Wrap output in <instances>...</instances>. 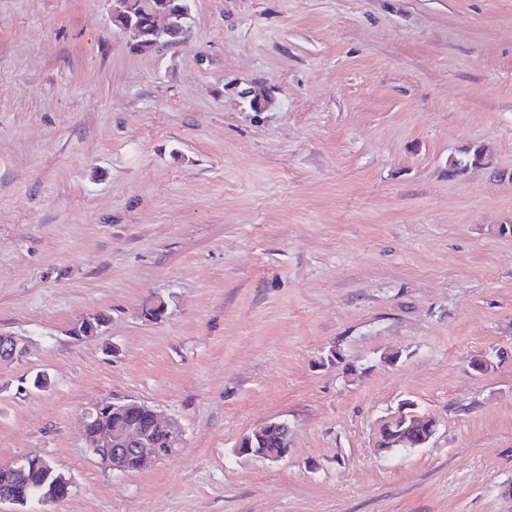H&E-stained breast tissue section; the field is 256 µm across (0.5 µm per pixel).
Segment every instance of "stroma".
<instances>
[{"mask_svg":"<svg viewBox=\"0 0 512 512\" xmlns=\"http://www.w3.org/2000/svg\"><path fill=\"white\" fill-rule=\"evenodd\" d=\"M109 9L0 0V464L72 482L24 512H512V0H192L145 53ZM115 399L178 452L101 465ZM405 401L432 442L379 451ZM29 348V340L24 336L8 332H0V366L14 363L22 354H26ZM24 357L17 359L22 360ZM135 400H122L112 401V403L94 404L92 407L86 409L83 413V436L85 438L86 447L89 448L94 457L102 462L103 458L107 456L109 451L101 450L100 448H108L110 455L106 457L103 464L119 473H135L141 470V466L146 467L155 463L162 458L155 448H159L162 453H167L170 448L169 442L164 434L157 431L152 427L150 415L153 408L149 405L142 404ZM140 407L139 411L130 416H125L120 419H113L112 425L109 420H99L95 424L98 429L106 430L112 429L111 432H95L89 439L86 436L88 428L92 425L96 417L102 415L123 414L131 413ZM153 420L155 426L165 431L168 435L172 448L171 454L181 447L183 442V431L171 419L165 417L157 410L153 411ZM133 428L137 430L143 437L150 440L153 448L147 446L146 441L138 436L135 432H121L112 436L117 429ZM113 445H120L125 448H112ZM132 452L135 458L128 457L127 453ZM127 458V470L125 468V460ZM274 434H277L279 437V440L281 441V445L279 447L278 443L274 441V436L270 437ZM288 436H289V428L288 424L286 422L282 421H270L266 423L265 425L253 430L251 433L243 435L237 445L236 448H241L242 446H245L242 448V451L240 453H237L239 456H245L247 454L252 453L251 445L254 440L258 439L259 442L262 444L263 440L269 438V441L264 443L263 446H260L259 444H254V451H265V449H272V448H288ZM26 457V467L23 470L25 473L20 488L29 501H42V497L47 493V486L43 485L44 479L39 468V461L43 455L34 452L26 455ZM41 465L46 481L53 482L51 493L45 497V501L49 502L68 496L72 487L70 479H67L64 474L60 473L53 462L45 457L42 458Z\"/></svg>","mask_w":512,"mask_h":512,"instance_id":"stroma-1","label":"stroma"}]
</instances>
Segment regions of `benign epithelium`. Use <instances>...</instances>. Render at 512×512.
I'll return each instance as SVG.
<instances>
[{
  "instance_id": "obj_1",
  "label": "benign epithelium",
  "mask_w": 512,
  "mask_h": 512,
  "mask_svg": "<svg viewBox=\"0 0 512 512\" xmlns=\"http://www.w3.org/2000/svg\"><path fill=\"white\" fill-rule=\"evenodd\" d=\"M112 24L123 33H128L132 19L141 21V31L155 39L166 36L184 38L190 28L192 16L189 12H178L167 8L163 0H111ZM29 340L24 336L8 332H0V366L9 365L17 357L28 352ZM135 400L114 401L112 403L95 404L83 413V431H88L95 418L102 415L131 413L140 407ZM155 426L165 431L175 452L183 442V431L171 419L162 413L153 411ZM436 419L417 411V404L411 401L401 403L398 408L380 417L377 421V446L387 451L398 446L402 448H419L427 445L436 434ZM277 435L281 447H288L289 428L282 421H270L265 425L242 436L237 447L241 448L240 455L252 453L251 445L254 440L263 441L272 435ZM86 446L108 448L110 455L104 460V465L116 472L125 473L127 453L131 452L141 466L146 467L160 459L156 449L147 446L146 441L136 433L97 432L86 440ZM46 480L52 482L51 493L45 501H53L68 496L71 491V481L60 473L53 462L42 458L41 462Z\"/></svg>"
}]
</instances>
